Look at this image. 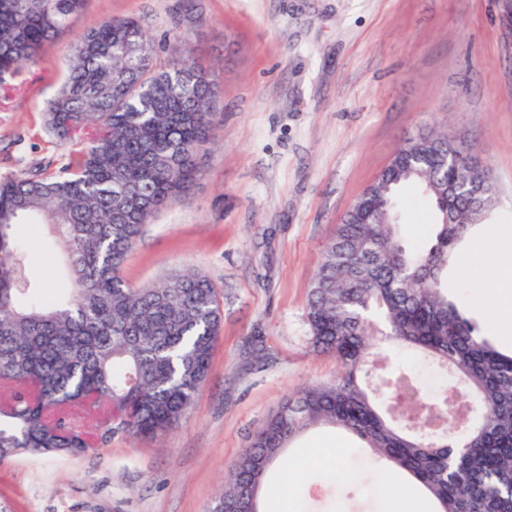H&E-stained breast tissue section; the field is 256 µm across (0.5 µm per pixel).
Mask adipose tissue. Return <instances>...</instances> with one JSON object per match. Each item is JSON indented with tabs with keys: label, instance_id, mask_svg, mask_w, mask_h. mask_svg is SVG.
I'll list each match as a JSON object with an SVG mask.
<instances>
[{
	"label": "adipose tissue",
	"instance_id": "ef3b65f1",
	"mask_svg": "<svg viewBox=\"0 0 512 512\" xmlns=\"http://www.w3.org/2000/svg\"><path fill=\"white\" fill-rule=\"evenodd\" d=\"M494 253L500 274L496 280L497 294L490 318L491 328L501 335H512V234L508 236L491 233L487 238L476 241L465 252L460 263L470 267L481 262L486 253Z\"/></svg>",
	"mask_w": 512,
	"mask_h": 512
}]
</instances>
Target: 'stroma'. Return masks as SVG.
I'll return each instance as SVG.
<instances>
[{
  "label": "stroma",
  "instance_id": "stroma-1",
  "mask_svg": "<svg viewBox=\"0 0 512 512\" xmlns=\"http://www.w3.org/2000/svg\"><path fill=\"white\" fill-rule=\"evenodd\" d=\"M86 0L55 40L0 84V178L58 172L77 151L47 124L81 32L141 19L155 40L187 33L222 107L190 189L155 213L122 270L135 287L191 267L207 276L223 324L211 368L173 429L115 437L82 455L0 461L9 512H207L227 467L289 395L336 374L313 352L306 313L322 249L404 142L444 132L472 147L495 188L487 221L512 230V0ZM404 244L429 238L430 209L403 188ZM28 275L46 300L66 283L48 226L18 225ZM494 256L448 271V294L490 332ZM484 285L482 300L472 290ZM354 468L341 480V466ZM272 512H392L387 478L359 466L353 437L312 431L272 470Z\"/></svg>",
  "mask_w": 512,
  "mask_h": 512
}]
</instances>
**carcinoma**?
<instances>
[{
    "label": "carcinoma",
    "instance_id": "obj_1",
    "mask_svg": "<svg viewBox=\"0 0 512 512\" xmlns=\"http://www.w3.org/2000/svg\"><path fill=\"white\" fill-rule=\"evenodd\" d=\"M85 0H0V82L31 62ZM157 64L133 17L84 30L48 122L81 150L57 174L0 181V460L83 454L115 436L153 438L191 408L222 324L218 294L200 273L134 288L122 267L155 212L192 185L221 119L212 75L189 42ZM456 142L428 134L402 145L328 239L306 319L336 376L290 395L233 462L209 512L245 508L241 487L269 474L310 430L355 437L393 477L425 493L433 512H512V352H502L448 298V266L473 230L471 180ZM415 185L434 212L429 245L412 250L397 215ZM50 224L70 288L43 302L26 276L16 226ZM414 353L443 384L428 397L447 422L410 430L381 396L418 417L421 384L396 356Z\"/></svg>",
    "mask_w": 512,
    "mask_h": 512
}]
</instances>
